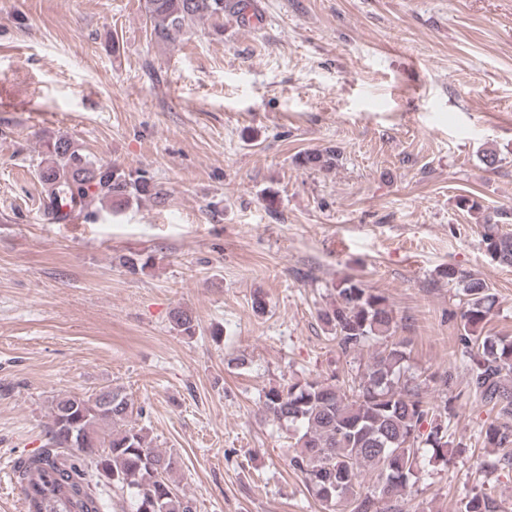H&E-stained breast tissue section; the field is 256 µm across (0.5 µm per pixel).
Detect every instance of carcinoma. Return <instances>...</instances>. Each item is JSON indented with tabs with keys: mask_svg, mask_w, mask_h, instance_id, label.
<instances>
[{
	"mask_svg": "<svg viewBox=\"0 0 512 512\" xmlns=\"http://www.w3.org/2000/svg\"><path fill=\"white\" fill-rule=\"evenodd\" d=\"M150 34L158 43L175 41L195 20L213 21L224 32V17L240 23L257 16L254 0H143ZM39 171L44 211L64 207L91 215L111 201L115 211L145 197L158 204L167 194L152 180L114 164L93 160L73 140L59 136L42 143ZM333 149L304 151L298 167L328 171ZM457 207L482 217V242L499 264L512 267V233L500 226L501 213L471 195ZM440 276L458 284L465 296L458 342L469 360L467 389L496 413L485 426L484 447L491 458L480 468H512V336L484 332L495 294L482 278L449 265ZM332 304L318 318L344 354L372 342L375 352L348 389L322 380L291 382L265 392L263 408L288 426L294 439L289 467L298 473L326 512H404L402 492L419 480L426 454L448 461L449 424L456 416L449 400L433 403L427 379L406 376L409 340L396 337L399 325L388 300L346 277L336 283ZM176 329L194 336L198 324L186 310L172 313ZM132 406L119 388L91 394L69 393L52 400L45 447L15 468L26 512H193L174 478L178 461L152 447L142 427L128 423ZM376 486L364 485V474ZM460 512H499L495 498L476 492Z\"/></svg>",
	"mask_w": 512,
	"mask_h": 512,
	"instance_id": "1",
	"label": "carcinoma"
}]
</instances>
